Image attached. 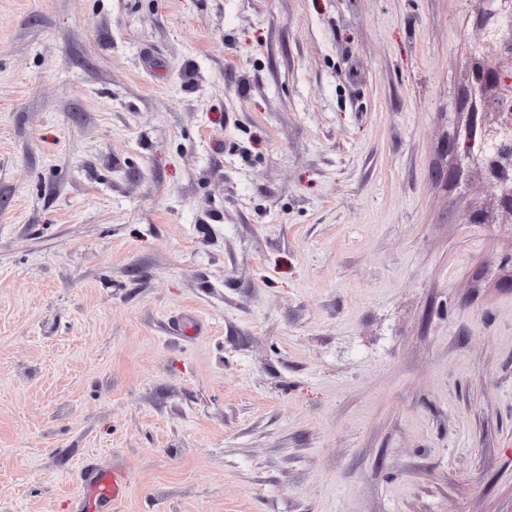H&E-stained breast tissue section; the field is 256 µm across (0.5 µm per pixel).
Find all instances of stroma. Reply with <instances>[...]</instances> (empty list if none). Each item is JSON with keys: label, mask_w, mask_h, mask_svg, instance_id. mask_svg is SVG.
Wrapping results in <instances>:
<instances>
[{"label": "stroma", "mask_w": 512, "mask_h": 512, "mask_svg": "<svg viewBox=\"0 0 512 512\" xmlns=\"http://www.w3.org/2000/svg\"><path fill=\"white\" fill-rule=\"evenodd\" d=\"M486 8L0 0V512H512ZM128 483V475L122 470L99 473L91 483L85 484V490L89 499L102 494L115 503L122 498V494Z\"/></svg>", "instance_id": "obj_1"}]
</instances>
